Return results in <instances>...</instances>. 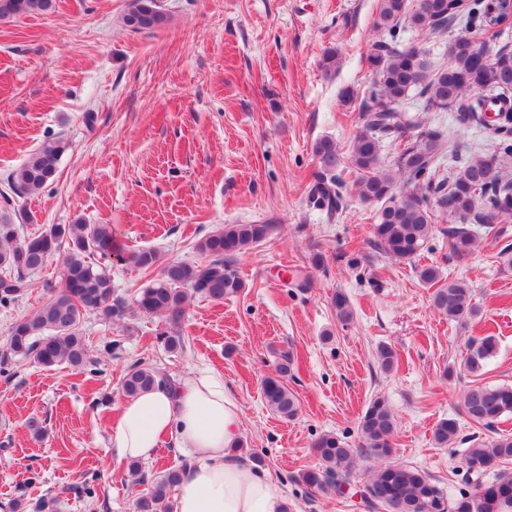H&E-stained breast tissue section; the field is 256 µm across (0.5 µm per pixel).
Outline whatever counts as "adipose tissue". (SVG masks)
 <instances>
[{
  "label": "adipose tissue",
  "mask_w": 512,
  "mask_h": 512,
  "mask_svg": "<svg viewBox=\"0 0 512 512\" xmlns=\"http://www.w3.org/2000/svg\"><path fill=\"white\" fill-rule=\"evenodd\" d=\"M241 436L238 400L219 375L203 370L180 385L126 400L110 442L120 461L151 458L167 440L191 456L173 512H285L271 476L238 454Z\"/></svg>",
  "instance_id": "1"
}]
</instances>
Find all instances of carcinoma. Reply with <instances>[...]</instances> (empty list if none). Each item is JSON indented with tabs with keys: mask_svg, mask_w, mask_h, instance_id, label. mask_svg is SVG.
Returning <instances> with one entry per match:
<instances>
[{
	"mask_svg": "<svg viewBox=\"0 0 512 512\" xmlns=\"http://www.w3.org/2000/svg\"><path fill=\"white\" fill-rule=\"evenodd\" d=\"M54 8V0H0V20L28 14H44ZM464 0H419L410 9L407 0H380L375 29L388 37L372 44L366 55L374 77L368 89L370 105L353 138L347 161L357 175L358 200L375 207L372 246L399 262L416 258L432 232L440 211L457 224L448 228L450 256L468 258L477 247L471 225L478 224L494 238L503 233L501 225L512 222V51H498L484 59L478 51L462 45V35L448 41L447 61L432 68L416 49L402 44L400 31L409 29L425 35L443 34L464 11ZM157 0H131L123 24L133 32L156 30L166 23ZM418 89L425 112H452L461 126L483 124L488 108L496 107L495 131L502 135L490 154H473L457 166L453 175L440 173V161L455 155L459 145L445 131L428 129L404 138L393 161L381 158L380 137L401 136L414 127L402 109L412 89ZM69 143L56 138L38 148L8 179V190L0 191V308L9 309L27 293L29 273L43 268L54 255L62 258L61 283L54 295L30 314L16 320L0 355V375L10 376L12 360L30 359L52 370L67 366L81 373L97 371L82 332L84 315L94 313L104 320L122 319L128 311L164 318L159 333L164 345L174 351L182 347L178 328L185 314L188 293L222 301L239 293L243 282L232 267L235 255L267 241L276 224H226L204 235L196 250L207 257L198 262L161 261L151 249L129 251L122 260L151 275L128 307L116 293L107 263L116 253L112 227L107 224H49L26 233L15 223V197L39 191L57 172ZM320 170L309 188L316 207L334 217L343 200L344 182L336 169L341 158L336 143L328 138L314 145ZM419 280L437 286L433 307L448 321L465 324L477 316L471 289L462 281H442L439 267L426 265L417 271ZM342 322L353 319L347 295L336 292L332 301ZM494 336L473 338L468 343L465 370L479 377L486 362L495 355ZM292 358L284 354L277 374L264 378L262 394L266 404L285 419L298 415L299 406L288 389L285 377ZM174 386V380L142 362L130 365L123 377L122 392L135 397L159 385ZM462 408L468 420L492 430L505 415L512 414V385L477 383L463 394ZM395 420L382 396L369 401L358 430L362 444L354 448L334 433H323L313 442L321 467L308 469L301 480L308 487L341 492V481L349 478L359 456L385 459L392 455L391 439ZM459 422L439 421L433 441L448 447L457 441ZM512 461V435L499 434L483 441L472 439L464 463L476 476L474 493H461L450 500L430 475L400 463L379 466L366 485L364 502L370 509L385 512H512V472L501 471L491 480L482 477L493 467ZM189 464L146 480L142 466L132 462L128 474L136 484L148 482L147 492L137 501V512H168L170 493Z\"/></svg>",
	"mask_w": 512,
	"mask_h": 512,
	"instance_id": "cac0c4a2",
	"label": "carcinoma"
}]
</instances>
